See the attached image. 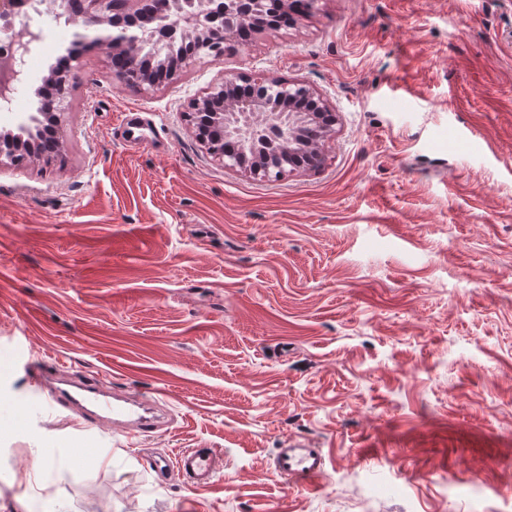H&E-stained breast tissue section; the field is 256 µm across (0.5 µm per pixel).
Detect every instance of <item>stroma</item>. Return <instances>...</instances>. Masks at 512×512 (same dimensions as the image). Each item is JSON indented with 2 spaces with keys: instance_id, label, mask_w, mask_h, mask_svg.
<instances>
[{
  "instance_id": "35a3bbf8",
  "label": "stroma",
  "mask_w": 512,
  "mask_h": 512,
  "mask_svg": "<svg viewBox=\"0 0 512 512\" xmlns=\"http://www.w3.org/2000/svg\"><path fill=\"white\" fill-rule=\"evenodd\" d=\"M36 23L32 82L65 58L69 86L58 157L0 164V512H512V0H315L146 90L108 28L72 56ZM251 68L335 110L320 169L199 142L188 102ZM37 355L167 393L170 427L85 424ZM185 448L220 450L212 487L154 473ZM279 448L321 449L316 489ZM305 157L308 159V156L306 154L302 155H290L289 153L286 154L285 152H282L281 154V160L286 165H294L295 160L297 157ZM288 166L285 167L283 164H275L274 162H271V160H257L255 165H253L251 168L248 169L249 173L253 175L254 177H258L261 179H274L279 180L284 178L288 175Z\"/></svg>"
}]
</instances>
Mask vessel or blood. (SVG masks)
Here are the masks:
<instances>
[{
    "label": "vessel or blood",
    "mask_w": 512,
    "mask_h": 512,
    "mask_svg": "<svg viewBox=\"0 0 512 512\" xmlns=\"http://www.w3.org/2000/svg\"><path fill=\"white\" fill-rule=\"evenodd\" d=\"M38 383L52 391L57 403L75 411L88 424H110L123 433L136 436L167 426L169 419L156 397L136 388L111 387L102 376L72 381L61 359H42L33 368ZM221 454L214 448L183 449L175 461L154 460L157 470H176L192 488L214 484L220 471ZM276 471L288 482L306 485L321 479L326 462L315 448H283L274 457Z\"/></svg>",
    "instance_id": "1"
}]
</instances>
